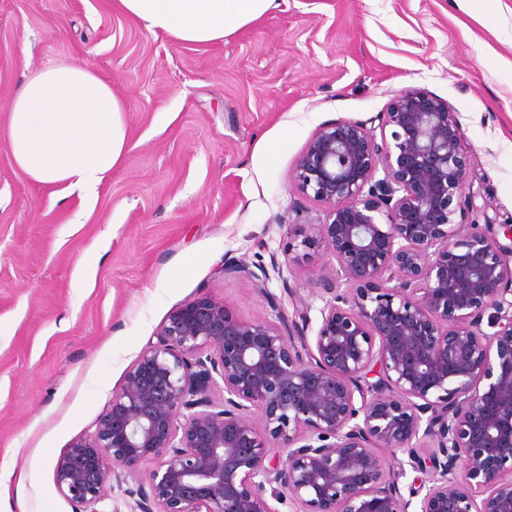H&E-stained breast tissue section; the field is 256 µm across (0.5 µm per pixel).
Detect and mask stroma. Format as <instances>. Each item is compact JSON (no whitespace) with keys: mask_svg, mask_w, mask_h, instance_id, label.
I'll return each instance as SVG.
<instances>
[{"mask_svg":"<svg viewBox=\"0 0 512 512\" xmlns=\"http://www.w3.org/2000/svg\"><path fill=\"white\" fill-rule=\"evenodd\" d=\"M88 65L123 100L128 150L91 200L14 166L25 76ZM422 89L470 150L478 205L512 224V0H277L224 41L180 44L115 0H0V512H74L55 464L94 428L167 316L208 296L319 323L327 250H288L327 209L292 178L313 133ZM288 255L267 287L224 271Z\"/></svg>","mask_w":512,"mask_h":512,"instance_id":"35a3bbf8","label":"stroma"}]
</instances>
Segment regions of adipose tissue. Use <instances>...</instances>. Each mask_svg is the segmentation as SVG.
Masks as SVG:
<instances>
[{
    "instance_id": "1",
    "label": "adipose tissue",
    "mask_w": 512,
    "mask_h": 512,
    "mask_svg": "<svg viewBox=\"0 0 512 512\" xmlns=\"http://www.w3.org/2000/svg\"><path fill=\"white\" fill-rule=\"evenodd\" d=\"M148 30L185 43L223 40L276 0H118ZM122 101L90 66L58 62L31 72L9 108L13 163L34 183L94 196L127 148Z\"/></svg>"
}]
</instances>
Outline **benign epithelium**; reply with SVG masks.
I'll return each instance as SVG.
<instances>
[{"label":"benign epithelium","instance_id":"obj_1","mask_svg":"<svg viewBox=\"0 0 512 512\" xmlns=\"http://www.w3.org/2000/svg\"><path fill=\"white\" fill-rule=\"evenodd\" d=\"M379 121V141L320 127L296 163L327 219L288 249L332 257L313 340L302 305L279 326L207 296L173 310L56 462L75 512L130 480L132 512H408L377 448L408 454L419 512H512V245L456 221L478 193L446 103L410 90ZM286 265L224 271L286 288Z\"/></svg>","mask_w":512,"mask_h":512}]
</instances>
